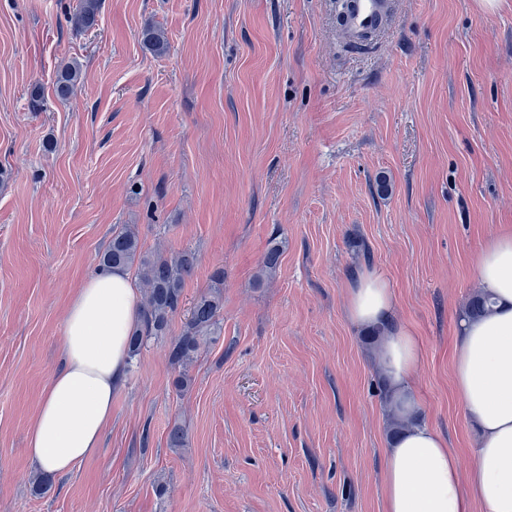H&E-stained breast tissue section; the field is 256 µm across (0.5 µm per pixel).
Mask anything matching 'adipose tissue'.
Masks as SVG:
<instances>
[{
    "instance_id": "adipose-tissue-1",
    "label": "adipose tissue",
    "mask_w": 512,
    "mask_h": 512,
    "mask_svg": "<svg viewBox=\"0 0 512 512\" xmlns=\"http://www.w3.org/2000/svg\"><path fill=\"white\" fill-rule=\"evenodd\" d=\"M475 267L479 287L494 305L484 316L459 319L453 389L478 433L464 479L441 434L416 420L412 379L421 350L412 331L395 319L388 281L365 271L348 288L350 320L383 334L378 370L391 411L409 421L386 450L384 512H473L477 505L512 512V231L492 236ZM139 322V294L127 271H98L79 288L67 311L63 363L51 374L28 430L33 464L65 473L98 448Z\"/></svg>"
}]
</instances>
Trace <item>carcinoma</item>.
I'll return each instance as SVG.
<instances>
[{
	"label": "carcinoma",
	"instance_id": "cac0c4a2",
	"mask_svg": "<svg viewBox=\"0 0 512 512\" xmlns=\"http://www.w3.org/2000/svg\"><path fill=\"white\" fill-rule=\"evenodd\" d=\"M100 6L101 0H80L71 16L74 29L85 32L95 26ZM141 39L144 46L158 54L166 49L165 37L155 27H144ZM81 68L82 65L75 60L60 67L54 83L57 100L65 101L72 95L79 84ZM195 261V255L190 251L171 258L158 256L150 259L142 256L138 232L130 225L112 233L108 248L99 257V267H131L136 264L145 289L142 323L130 339L131 355H137L144 339L166 335L171 318L182 307L184 282L191 274ZM222 288L224 270L219 268L211 276L210 290L196 299L181 334L168 346L169 360L179 368L175 380V388L179 392L187 390L191 384L188 366L200 353L204 337L214 334L218 328Z\"/></svg>",
	"mask_w": 512,
	"mask_h": 512
}]
</instances>
